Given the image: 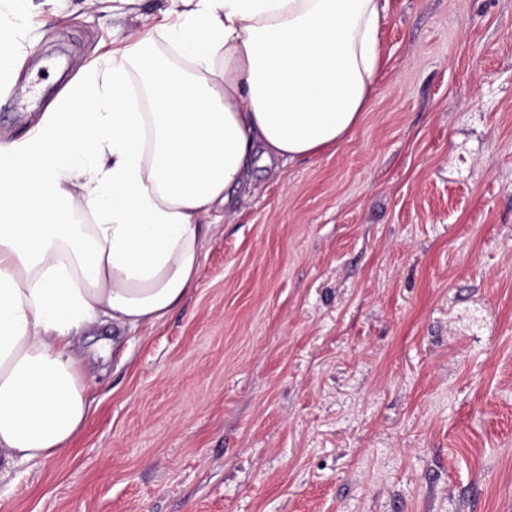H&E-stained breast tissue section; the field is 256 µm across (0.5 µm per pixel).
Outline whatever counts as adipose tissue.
I'll list each match as a JSON object with an SVG mask.
<instances>
[{"instance_id":"ef3b65f1","label":"adipose tissue","mask_w":512,"mask_h":512,"mask_svg":"<svg viewBox=\"0 0 512 512\" xmlns=\"http://www.w3.org/2000/svg\"><path fill=\"white\" fill-rule=\"evenodd\" d=\"M0 142V479L68 449L91 411L82 339L162 324L253 171L360 123L387 0H168Z\"/></svg>"}]
</instances>
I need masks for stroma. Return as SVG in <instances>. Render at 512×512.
I'll return each mask as SVG.
<instances>
[{
    "label": "stroma",
    "instance_id": "1",
    "mask_svg": "<svg viewBox=\"0 0 512 512\" xmlns=\"http://www.w3.org/2000/svg\"><path fill=\"white\" fill-rule=\"evenodd\" d=\"M164 6L33 0L0 141ZM380 38L355 131L236 194L164 323L92 332L83 430L0 512H512V0Z\"/></svg>",
    "mask_w": 512,
    "mask_h": 512
}]
</instances>
